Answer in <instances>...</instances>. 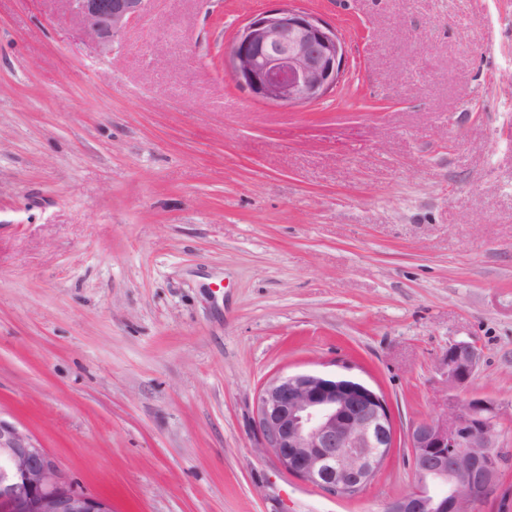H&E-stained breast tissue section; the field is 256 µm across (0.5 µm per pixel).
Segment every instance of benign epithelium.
<instances>
[{
    "label": "benign epithelium",
    "mask_w": 512,
    "mask_h": 512,
    "mask_svg": "<svg viewBox=\"0 0 512 512\" xmlns=\"http://www.w3.org/2000/svg\"><path fill=\"white\" fill-rule=\"evenodd\" d=\"M104 52L149 0H60ZM347 44L314 13L271 8L251 16L226 52L232 80L281 105L316 101L342 78ZM480 352L457 342L445 356L446 381L466 384ZM498 406L467 398L409 429L415 486L386 512H472L491 495L506 449L498 445ZM260 449L285 472L340 498L359 495L395 447L382 395L348 378L300 373L271 380L258 397ZM0 512H112L109 500L73 487L45 448L0 419Z\"/></svg>",
    "instance_id": "1"
}]
</instances>
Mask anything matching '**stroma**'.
Here are the masks:
<instances>
[{"label":"stroma","mask_w":512,"mask_h":512,"mask_svg":"<svg viewBox=\"0 0 512 512\" xmlns=\"http://www.w3.org/2000/svg\"><path fill=\"white\" fill-rule=\"evenodd\" d=\"M287 4L348 45L316 103L228 74L269 0H150L108 53L0 0V419L112 512H383L455 399L512 448V0ZM306 371L390 410L356 497L260 451L261 389ZM480 352L472 342H457L448 347L445 356L446 382L454 386L466 384L474 375Z\"/></svg>","instance_id":"obj_1"}]
</instances>
